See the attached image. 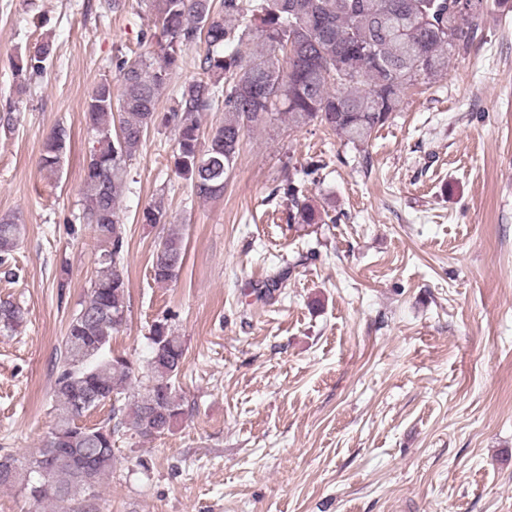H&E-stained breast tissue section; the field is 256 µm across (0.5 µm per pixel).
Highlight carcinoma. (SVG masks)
<instances>
[{
    "label": "carcinoma",
    "instance_id": "obj_1",
    "mask_svg": "<svg viewBox=\"0 0 512 512\" xmlns=\"http://www.w3.org/2000/svg\"><path fill=\"white\" fill-rule=\"evenodd\" d=\"M155 12L154 28L140 41L153 50L112 60L113 80L100 82L89 97L86 120L94 140L84 166L82 208L75 220L92 226L103 244L87 300L73 313L62 341L52 391L59 414L36 455L23 461L0 455V486L22 485L33 502L53 512L93 510L98 488L115 467L114 437L130 427L142 437H160L184 414L175 380L184 344L168 317L152 324L151 356L140 376L125 357L106 353L125 320L128 242L119 202L128 168L148 130L161 123L175 132V173L195 196L224 193L226 177L245 133L278 118L288 126L318 125L355 146L369 141L403 103L409 90H429L448 72V59L465 55L481 36L477 18L486 7L473 0L448 14V0H145ZM253 34L259 49L243 56L229 50ZM200 43L206 50L203 78L183 86L171 111L158 116V101L182 53ZM56 53L50 41L12 61L16 76H38ZM118 92H113L112 83ZM224 120L207 134L200 116L212 109ZM70 131L58 125L45 137L39 169L56 174ZM292 180L284 187L291 204L288 223L319 224L320 211L300 199ZM163 198L144 208V224L167 223ZM22 237L14 217L0 218V264ZM184 260L180 229L171 226L158 243L153 278L177 279ZM25 322L24 310L0 301V332ZM139 389L122 396L132 380ZM115 400L108 419L80 424L88 413Z\"/></svg>",
    "mask_w": 512,
    "mask_h": 512
}]
</instances>
